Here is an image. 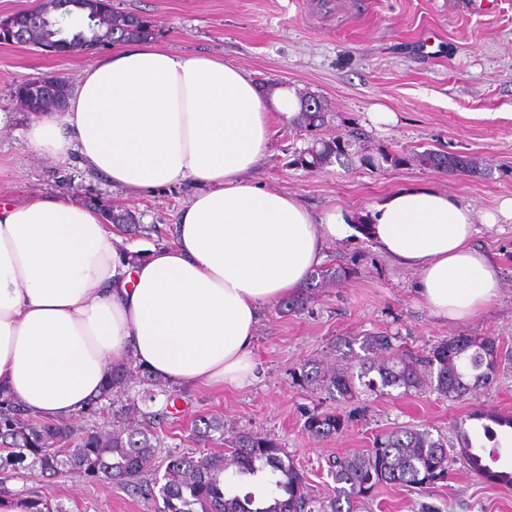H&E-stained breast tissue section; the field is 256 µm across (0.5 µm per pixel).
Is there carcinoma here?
I'll return each instance as SVG.
<instances>
[{"label": "carcinoma", "instance_id": "1", "mask_svg": "<svg viewBox=\"0 0 512 512\" xmlns=\"http://www.w3.org/2000/svg\"><path fill=\"white\" fill-rule=\"evenodd\" d=\"M22 28L39 33L48 46L67 39L78 46L85 39L111 46L153 36L146 26H135L127 17L108 23L90 17L69 26L66 18L56 22L32 14L22 18ZM325 112L299 110L300 130L309 134L324 124ZM350 143L339 138L315 139L301 152V164L322 168L332 158L346 154ZM421 165L448 173L466 174L476 169L468 155L427 150L410 157ZM402 154L385 156L395 165L410 159ZM105 221L137 230L129 211L105 213ZM353 270L343 266H320L300 291L284 300L279 309L300 313L329 283L348 278ZM385 333L343 339V364L335 367L319 359H308L292 371L293 383L311 388L336 403H350L366 393L382 397L389 389L432 388L450 398H464L496 376L505 355L494 336H451L418 356L393 343ZM359 349H354V346ZM142 386L141 395L125 403L132 380ZM162 383L151 373L131 363L111 371L102 394L89 405L81 421L65 424L38 421L20 402L0 399V469L26 470L37 467L45 476L62 473L88 481H109L132 488L143 499L162 506L157 512H355L381 484L401 485L423 491L443 482L456 460L486 482L512 485V473L489 472L471 455L472 440L466 420H481L482 432L495 435L492 426L512 428V415L471 413L455 424L457 444L435 436L426 428L402 427L376 436L372 448L362 454L328 459V474L335 483L334 495L316 498L295 460L279 442L257 432L229 430L218 417L200 418L194 439L224 446V453L183 452L160 456L162 438L156 431L157 415L143 406L156 399ZM112 409V424H97L105 408ZM350 417L334 407L308 410L303 429L313 438L327 439L348 426Z\"/></svg>", "mask_w": 512, "mask_h": 512}]
</instances>
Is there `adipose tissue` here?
Segmentation results:
<instances>
[{
  "label": "adipose tissue",
  "mask_w": 512,
  "mask_h": 512,
  "mask_svg": "<svg viewBox=\"0 0 512 512\" xmlns=\"http://www.w3.org/2000/svg\"><path fill=\"white\" fill-rule=\"evenodd\" d=\"M297 109L292 91L265 97L221 58L148 39L96 56L64 111L32 113L27 147L52 165L79 158L133 198L186 183L193 192L174 241L136 263L101 211L77 199L0 202V393L70 422L130 361L170 387L243 386L261 309L354 237L414 270L438 317L465 319L498 297L499 269L472 240L478 225L512 222V197L482 213L407 187L359 216L313 213L253 177L272 120L294 121Z\"/></svg>",
  "instance_id": "ef3b65f1"
}]
</instances>
